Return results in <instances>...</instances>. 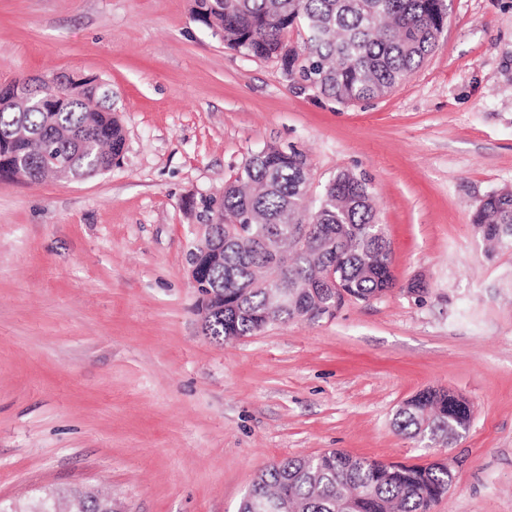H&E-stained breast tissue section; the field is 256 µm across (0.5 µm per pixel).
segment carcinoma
Listing matches in <instances>:
<instances>
[{
    "label": "carcinoma",
    "mask_w": 512,
    "mask_h": 512,
    "mask_svg": "<svg viewBox=\"0 0 512 512\" xmlns=\"http://www.w3.org/2000/svg\"><path fill=\"white\" fill-rule=\"evenodd\" d=\"M450 0H193V19L222 33L243 55L277 60L341 104L382 97L407 80L434 49ZM306 31L303 47L290 45L288 29ZM60 112H16L0 90V181L26 157L38 168L55 159L79 173H93L118 159L125 134L111 103L78 87ZM30 138L17 139V127ZM79 129L70 143L58 129ZM305 157L270 145L249 158L220 196L204 197L203 210L217 220L188 245L189 265L201 267L199 288L205 335L215 340L256 336L295 318L332 317L348 301H370L393 287L391 252L378 233L367 183L350 173L330 181L316 206L306 197ZM473 224L492 248L512 247V191L493 192L476 209ZM283 235L279 249L257 244L260 235ZM224 243L215 252L214 242ZM334 274L336 288L318 287ZM469 405L445 390L427 389L406 400L394 427L407 438L432 436L446 447L449 429L466 431ZM454 479L448 459L424 465L383 464L330 450L285 458L252 482L239 512H267L264 501L286 496L288 512H432ZM112 512L99 492L70 491L68 503L53 496L21 506L0 502V512Z\"/></svg>",
    "instance_id": "obj_1"
}]
</instances>
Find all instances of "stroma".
Returning <instances> with one entry per match:
<instances>
[{
    "instance_id": "stroma-1",
    "label": "stroma",
    "mask_w": 512,
    "mask_h": 512,
    "mask_svg": "<svg viewBox=\"0 0 512 512\" xmlns=\"http://www.w3.org/2000/svg\"><path fill=\"white\" fill-rule=\"evenodd\" d=\"M192 3L0 0V83L97 77L125 130L106 173L0 182V501L101 487L123 512H238L266 466L338 449L448 458L432 512H512V249L472 225L512 189V0H452L423 65L348 106ZM270 144L305 154L309 199L366 180L394 286L216 341L189 277L198 202ZM427 388L471 406L445 448L393 426Z\"/></svg>"
}]
</instances>
